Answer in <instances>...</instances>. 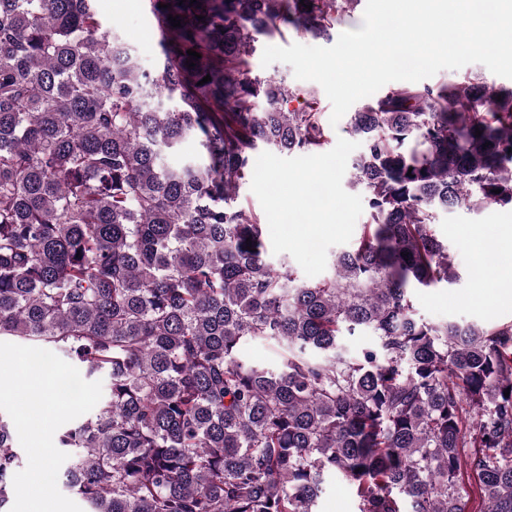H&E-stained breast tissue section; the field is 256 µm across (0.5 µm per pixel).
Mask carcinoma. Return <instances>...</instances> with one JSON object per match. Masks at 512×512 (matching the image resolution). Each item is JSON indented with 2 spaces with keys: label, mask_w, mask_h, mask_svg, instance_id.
I'll list each match as a JSON object with an SVG mask.
<instances>
[{
  "label": "carcinoma",
  "mask_w": 512,
  "mask_h": 512,
  "mask_svg": "<svg viewBox=\"0 0 512 512\" xmlns=\"http://www.w3.org/2000/svg\"><path fill=\"white\" fill-rule=\"evenodd\" d=\"M199 2L147 0L145 71L95 0H0V342L109 382L57 431L58 481L84 512H318L338 480L356 512H470V474L480 512H512V322L429 323L412 301L459 279L439 212L512 209V90L402 83L351 113L365 217L309 283L268 261L237 190L259 147L321 154L328 127L313 88L251 57L331 37L359 0ZM189 139L198 157L170 163ZM18 448L0 412V512Z\"/></svg>",
  "instance_id": "obj_1"
}]
</instances>
